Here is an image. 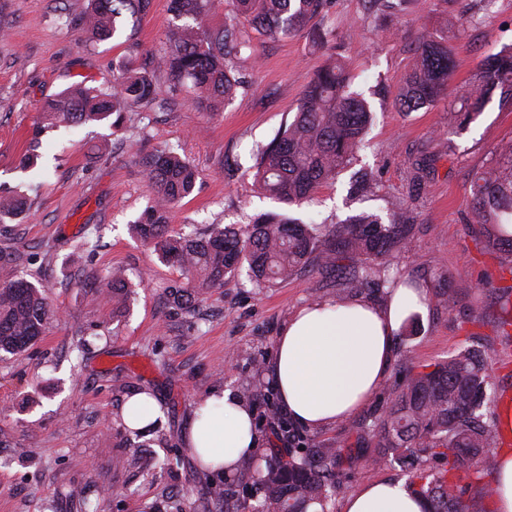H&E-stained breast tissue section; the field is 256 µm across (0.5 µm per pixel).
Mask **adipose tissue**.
Listing matches in <instances>:
<instances>
[{
  "instance_id": "obj_1",
  "label": "adipose tissue",
  "mask_w": 512,
  "mask_h": 512,
  "mask_svg": "<svg viewBox=\"0 0 512 512\" xmlns=\"http://www.w3.org/2000/svg\"><path fill=\"white\" fill-rule=\"evenodd\" d=\"M423 288L399 282L384 303L316 301L282 326L266 366L281 410L296 425L321 430L361 410L383 385L403 319L426 308ZM260 443L254 414L236 391H213L193 416L183 446L200 470L231 477ZM403 482L379 479L351 493L343 512H425Z\"/></svg>"
}]
</instances>
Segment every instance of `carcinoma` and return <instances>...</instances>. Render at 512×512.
<instances>
[{"instance_id":"1","label":"carcinoma","mask_w":512,"mask_h":512,"mask_svg":"<svg viewBox=\"0 0 512 512\" xmlns=\"http://www.w3.org/2000/svg\"><path fill=\"white\" fill-rule=\"evenodd\" d=\"M325 0H169L168 10L184 23L168 38L157 67L175 84H189L199 94V107L217 112L246 87L242 69L254 49L240 28L250 22L259 35L272 40L290 37L317 18ZM151 0H89L77 16L61 13L64 22L94 45L120 33L118 24L137 23ZM224 10V24L206 19ZM448 48L423 40L417 58L396 98L402 112L435 103L452 73ZM344 62L329 59L313 73L293 120L257 158L253 186L292 207L311 200L315 192L348 166L370 126L373 114L361 95L347 89ZM495 89L512 97V47L488 57L480 81L455 110L463 128L480 112ZM160 94L154 74L143 68L120 67L112 88H69L46 103L42 119L49 127L128 122L137 128L136 108ZM152 189L150 205L130 223L132 233L153 245L158 259L180 272L167 287L169 301L190 313L209 288L242 270L256 284H273L307 268L321 270L349 261L350 291L380 286L381 272L393 253L404 247L412 229L410 218L362 213L350 224L326 227L285 214L260 215L249 223L211 224L202 234H173L167 213L195 190L199 172L179 153L159 148L144 165ZM473 214L488 244L510 256L502 273L512 276V148L507 160L472 179ZM29 208L27 191L0 196V222ZM55 316L44 287L9 274L0 280V353L16 354L33 346ZM395 399L379 418L378 445L390 461L410 477L408 488L428 504L427 512H488L486 499L495 493L487 478L497 467L493 448L498 427L485 420L495 399V384L484 353L461 346L448 358L417 364L403 354L393 384ZM349 449L305 443L277 449V458L260 470V495L248 503L220 485L210 487L216 512H327L332 487Z\"/></svg>"}]
</instances>
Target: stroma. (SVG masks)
<instances>
[{"label": "stroma", "mask_w": 512, "mask_h": 512, "mask_svg": "<svg viewBox=\"0 0 512 512\" xmlns=\"http://www.w3.org/2000/svg\"><path fill=\"white\" fill-rule=\"evenodd\" d=\"M57 0H0V192L31 180L29 218L0 224V252H23L27 278L44 284L57 313L44 336L18 355L0 356V512H208L214 479L198 470L181 444L182 432L210 391L229 386L246 394L272 388L265 373L275 339L305 304L335 301L345 286L332 274L300 271L259 288L246 274L210 289L194 313L166 302L179 277L159 262L151 245L128 224L150 204L143 160L167 145L189 158L201 177L192 195L169 213L176 233L210 224H244L263 212H290L317 224H336L367 212L399 209L414 220L405 246L382 272L383 288L363 290L379 303L401 277L419 282L428 301L413 335L397 339L398 352L429 364L466 337L485 351L499 387H512V335L498 327L512 312L501 278L503 257L486 247L473 222L471 179L495 165L512 144V99L493 95L465 128L448 114L467 96L484 59L512 44V0H401L388 9L377 0H328L322 13L283 40L254 37L256 61L247 66V91L223 110L200 111L189 86L156 81L176 105L142 109L136 130L87 124L44 133L38 167L18 168L47 98L75 84L104 88L118 65H143L163 53L176 19L168 0H152L136 26L137 51L123 38L85 45L77 30L56 20ZM462 25L448 38L454 63L446 96L416 112L399 111L396 96L423 38L445 17ZM347 63L352 91L373 112L355 159L308 204L285 208L251 190L258 149L292 121L315 69L329 56ZM373 187L350 191L358 170ZM98 234L81 264L69 253ZM124 269L130 283L124 309L101 298L102 277ZM494 291H487L486 282ZM480 320H472V313ZM152 391L161 413L137 435L119 421L123 402ZM390 385L350 419L308 432L317 444H355L391 400ZM375 440L360 449L328 512H343L362 484L402 479L399 468L377 461Z\"/></svg>", "instance_id": "1"}]
</instances>
